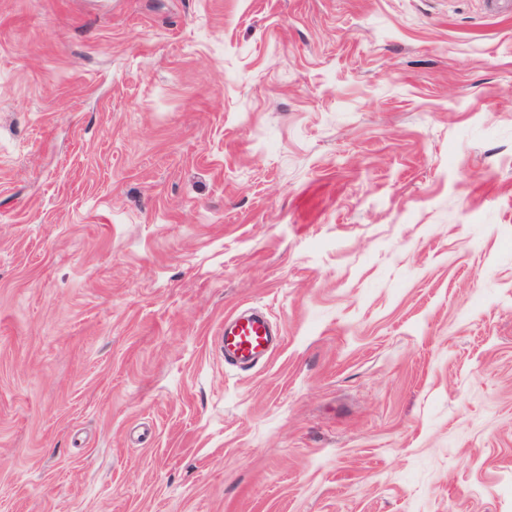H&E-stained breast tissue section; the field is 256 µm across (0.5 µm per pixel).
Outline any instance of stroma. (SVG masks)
I'll return each instance as SVG.
<instances>
[{
    "instance_id": "obj_1",
    "label": "stroma",
    "mask_w": 512,
    "mask_h": 512,
    "mask_svg": "<svg viewBox=\"0 0 512 512\" xmlns=\"http://www.w3.org/2000/svg\"><path fill=\"white\" fill-rule=\"evenodd\" d=\"M0 512H512V10L0 0ZM271 320L262 311L236 312L224 319V331L218 337L224 363L244 369L271 354L278 343Z\"/></svg>"
}]
</instances>
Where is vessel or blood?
I'll list each match as a JSON object with an SVG mask.
<instances>
[{"label": "vessel or blood", "mask_w": 512, "mask_h": 512, "mask_svg": "<svg viewBox=\"0 0 512 512\" xmlns=\"http://www.w3.org/2000/svg\"><path fill=\"white\" fill-rule=\"evenodd\" d=\"M218 343L225 363L243 369L271 354L278 338L264 312H237L225 318Z\"/></svg>", "instance_id": "1"}]
</instances>
